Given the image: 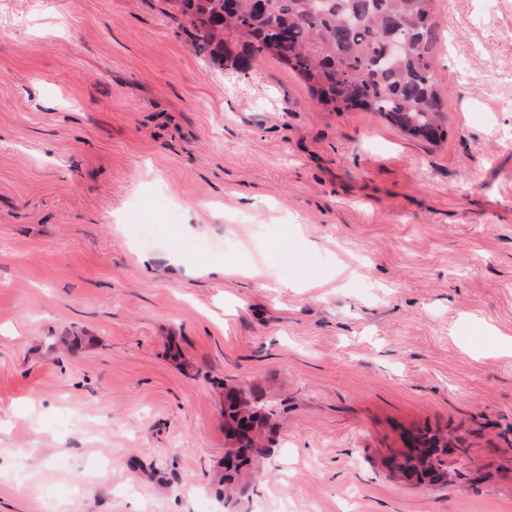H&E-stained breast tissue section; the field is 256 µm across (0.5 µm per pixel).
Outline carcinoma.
<instances>
[{
    "label": "carcinoma",
    "instance_id": "obj_1",
    "mask_svg": "<svg viewBox=\"0 0 512 512\" xmlns=\"http://www.w3.org/2000/svg\"><path fill=\"white\" fill-rule=\"evenodd\" d=\"M187 18L198 50L224 61L225 42L235 40L242 61L271 56L308 83L331 112H378L414 137L443 139L442 99L432 71L433 0H212L209 21L199 20L197 0H171ZM405 44L403 55L388 57L392 39ZM419 439L430 448L429 471L445 474L448 443L428 430ZM248 474L259 476L248 458L225 467L224 484L243 493Z\"/></svg>",
    "mask_w": 512,
    "mask_h": 512
}]
</instances>
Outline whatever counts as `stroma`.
Instances as JSON below:
<instances>
[{"mask_svg": "<svg viewBox=\"0 0 512 512\" xmlns=\"http://www.w3.org/2000/svg\"><path fill=\"white\" fill-rule=\"evenodd\" d=\"M431 13L435 144L165 0H0V512H512V0ZM426 429L451 483L389 465ZM237 413L236 421L228 419L224 422L225 461L231 459L234 462L235 453L241 446H246L250 440L252 447L244 448L246 454L255 453L256 449L263 446L258 418L253 416L255 412L250 404L246 401L240 402ZM259 470L257 469L255 459L251 461L249 458H245L242 460L240 465H235L234 469H230L229 466L224 469V484L233 492L236 491V488H239L237 493H244L248 486L241 485L242 478L248 474H253L255 476V480L258 479Z\"/></svg>", "mask_w": 512, "mask_h": 512, "instance_id": "stroma-1", "label": "stroma"}]
</instances>
